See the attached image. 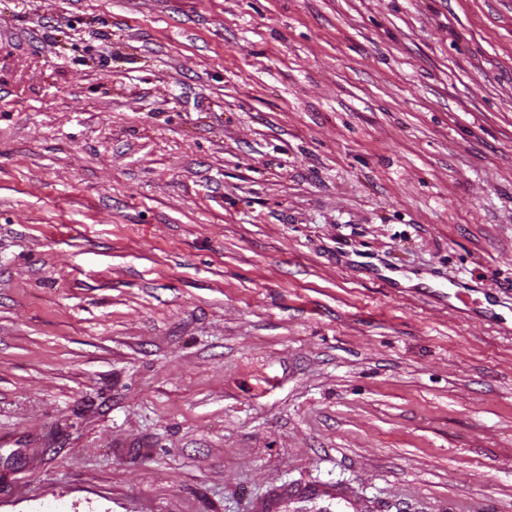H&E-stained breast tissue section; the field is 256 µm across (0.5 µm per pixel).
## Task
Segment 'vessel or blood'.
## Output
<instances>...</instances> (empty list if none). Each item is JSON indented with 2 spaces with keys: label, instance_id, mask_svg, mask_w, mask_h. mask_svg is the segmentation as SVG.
Listing matches in <instances>:
<instances>
[{
  "label": "vessel or blood",
  "instance_id": "b4317fda",
  "mask_svg": "<svg viewBox=\"0 0 512 512\" xmlns=\"http://www.w3.org/2000/svg\"><path fill=\"white\" fill-rule=\"evenodd\" d=\"M366 512L364 503L350 498L341 485H305L281 488L263 499L259 512Z\"/></svg>",
  "mask_w": 512,
  "mask_h": 512
}]
</instances>
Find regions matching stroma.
<instances>
[{"label":"stroma","instance_id":"1","mask_svg":"<svg viewBox=\"0 0 512 512\" xmlns=\"http://www.w3.org/2000/svg\"><path fill=\"white\" fill-rule=\"evenodd\" d=\"M512 512V0H0V512ZM289 505L294 504L298 510L316 509V512H365L368 506L350 498L342 485H305L288 489L284 487L273 491L263 499L259 512H288Z\"/></svg>","mask_w":512,"mask_h":512}]
</instances>
